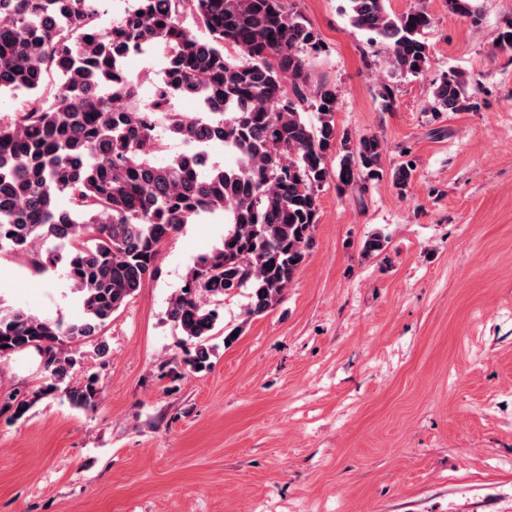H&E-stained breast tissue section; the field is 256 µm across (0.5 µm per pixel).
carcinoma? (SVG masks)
<instances>
[{"label":"carcinoma","mask_w":512,"mask_h":512,"mask_svg":"<svg viewBox=\"0 0 512 512\" xmlns=\"http://www.w3.org/2000/svg\"><path fill=\"white\" fill-rule=\"evenodd\" d=\"M386 2L347 0L350 21L388 45L393 69L419 74L431 16L395 13ZM101 19L100 0H0V98L14 100L0 118V252L27 256L36 273L62 269L82 304L69 322L0 307V359L34 349L47 372L37 391L0 403L18 418L58 391L72 408L94 410L99 379L71 381L64 346L102 335L156 277L161 246L183 225L221 215L223 242L197 257L167 308L193 345L186 368L209 370L219 321L211 303L246 288L247 317L278 304L306 260L316 191L330 177L336 93L321 88L311 103L318 124L305 121L304 50L318 40L289 0H131L110 33ZM153 49L164 75L146 99L127 61ZM49 72L59 78L51 88ZM465 85L463 73L448 71L434 109H465ZM186 98L198 111L176 109ZM172 139L187 150L163 162L149 157ZM218 143L233 163L212 160ZM383 149L375 135L345 147L338 189L377 175Z\"/></svg>","instance_id":"1"}]
</instances>
